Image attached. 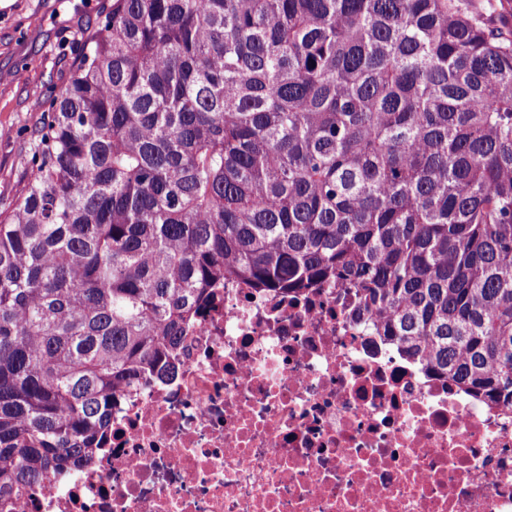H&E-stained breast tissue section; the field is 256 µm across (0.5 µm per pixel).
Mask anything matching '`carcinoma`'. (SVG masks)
I'll use <instances>...</instances> for the list:
<instances>
[{"label":"carcinoma","mask_w":512,"mask_h":512,"mask_svg":"<svg viewBox=\"0 0 512 512\" xmlns=\"http://www.w3.org/2000/svg\"><path fill=\"white\" fill-rule=\"evenodd\" d=\"M0 211V512L94 465L228 283L352 288L512 410V8L112 0Z\"/></svg>","instance_id":"carcinoma-1"}]
</instances>
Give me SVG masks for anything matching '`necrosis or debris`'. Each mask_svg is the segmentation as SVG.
Here are the masks:
<instances>
[{
	"label": "necrosis or debris",
	"instance_id": "obj_1",
	"mask_svg": "<svg viewBox=\"0 0 512 512\" xmlns=\"http://www.w3.org/2000/svg\"><path fill=\"white\" fill-rule=\"evenodd\" d=\"M170 363L13 512H512V412L383 346L354 291L225 287Z\"/></svg>",
	"mask_w": 512,
	"mask_h": 512
}]
</instances>
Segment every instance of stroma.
Here are the masks:
<instances>
[{
	"mask_svg": "<svg viewBox=\"0 0 512 512\" xmlns=\"http://www.w3.org/2000/svg\"><path fill=\"white\" fill-rule=\"evenodd\" d=\"M112 0H0V211L26 185L31 137L50 113L34 109L64 86Z\"/></svg>",
	"mask_w": 512,
	"mask_h": 512,
	"instance_id": "stroma-1",
	"label": "stroma"
}]
</instances>
